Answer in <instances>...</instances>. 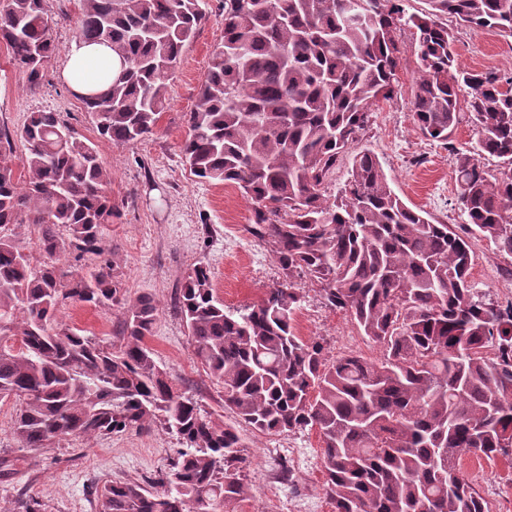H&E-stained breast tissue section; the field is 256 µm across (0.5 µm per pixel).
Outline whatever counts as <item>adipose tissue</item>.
I'll return each mask as SVG.
<instances>
[{
	"label": "adipose tissue",
	"instance_id": "1",
	"mask_svg": "<svg viewBox=\"0 0 512 512\" xmlns=\"http://www.w3.org/2000/svg\"><path fill=\"white\" fill-rule=\"evenodd\" d=\"M122 69L110 46L77 39L66 50L62 77L74 94L85 96L107 90Z\"/></svg>",
	"mask_w": 512,
	"mask_h": 512
}]
</instances>
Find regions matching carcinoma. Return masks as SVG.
Listing matches in <instances>:
<instances>
[{
    "label": "carcinoma",
    "instance_id": "obj_1",
    "mask_svg": "<svg viewBox=\"0 0 512 512\" xmlns=\"http://www.w3.org/2000/svg\"><path fill=\"white\" fill-rule=\"evenodd\" d=\"M224 0V40L213 52L183 147L190 173L238 185L253 233L283 282L258 303L224 307L209 266L196 263L178 296L194 355L224 388V407L259 434L309 425L324 442V490L336 512H489L458 468L467 453L512 454V307L470 280L472 250L446 224L408 207L378 158L355 154L334 200L323 188L339 157L395 92L401 48L418 34L412 108L422 133L446 140L467 120L478 138L457 153L458 200L472 234L512 255V75L460 69L451 15L512 36V0ZM206 19L200 0H82L76 37L107 41L124 64L101 96L83 98L99 136L125 145L151 135L166 80ZM49 0H0V42L31 85L55 53ZM471 89L467 111L459 93ZM24 179L0 131V230L38 228L35 263L17 234L0 233V399L19 404L14 434L42 452L66 436L92 439L155 424L183 448L160 488L137 478L105 484L103 512H233L248 493L239 431L175 387L146 344L152 297L124 298L115 262L71 278L56 265L102 249L114 210L96 145L55 112L20 131ZM503 159L496 173L484 156ZM320 286L383 359L327 362L323 343L294 329L303 295ZM68 304L123 309L112 344L58 318ZM14 512H46L22 494Z\"/></svg>",
    "mask_w": 512,
    "mask_h": 512
}]
</instances>
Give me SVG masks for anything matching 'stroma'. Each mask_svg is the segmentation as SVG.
<instances>
[{
	"label": "stroma",
	"mask_w": 512,
	"mask_h": 512,
	"mask_svg": "<svg viewBox=\"0 0 512 512\" xmlns=\"http://www.w3.org/2000/svg\"><path fill=\"white\" fill-rule=\"evenodd\" d=\"M49 5L56 52L38 85H30L13 68L0 43V127L15 134L14 154L19 157L25 147L18 134L30 113H59L70 128L96 143L99 160L110 174L107 192L115 208L104 235V255L65 260L60 268L81 273L100 258L115 260L125 296L132 300L149 294L157 303L147 338L156 361L179 388L225 423L235 424L234 414L224 408L222 387L194 357L175 302L186 273L199 262L209 266L217 296L231 309L257 303L281 279L269 247L249 231L252 207L238 187L197 179L183 162L185 115L193 110L211 55L223 40L224 0H201L206 19L183 48L168 81V105L153 134L124 146L100 140L82 98L61 77L65 51L80 20L81 0H49ZM441 21L454 35L461 68L512 73V37L467 26L447 15ZM396 37L403 59L395 94L372 106L369 124L351 150L374 153L391 187L409 207L467 236L469 223L457 201L454 168L457 153L474 144L476 130L461 123L445 143L422 135L411 105L418 44L408 29ZM472 251L474 287L488 301L507 306L512 301V280L507 277L512 256L479 237L473 239ZM295 285L304 294L295 315L296 331L302 338L321 340L328 361L348 355L382 358L381 347L362 336L348 314L326 306L316 283L300 277ZM60 316L66 324L109 341L121 310L77 304L64 306ZM16 410L14 401H0V459L8 462L0 471V512H11L23 492L38 498L47 512H101L98 490L105 482L127 476L157 482L181 448L176 435L155 427L91 440L68 438L49 454L36 456L21 449L14 436ZM239 432L247 444L244 474L249 492L234 503V512H295L300 505L306 512H334L323 487V442L317 428L265 435L243 426ZM459 465L489 512H512V456L489 459L467 454Z\"/></svg>",
	"instance_id": "stroma-1"
}]
</instances>
